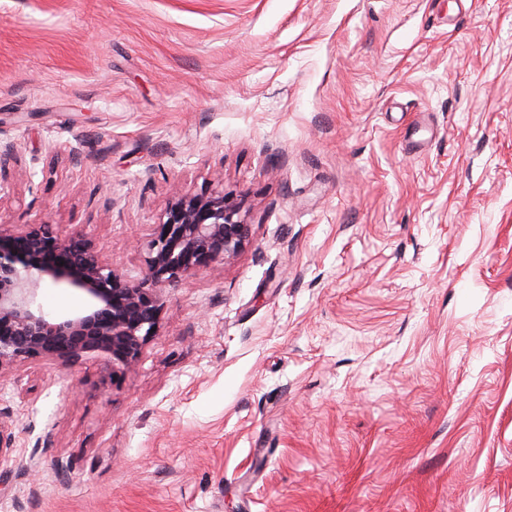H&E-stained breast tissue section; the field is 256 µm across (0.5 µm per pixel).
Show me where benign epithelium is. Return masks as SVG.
I'll use <instances>...</instances> for the list:
<instances>
[{
  "instance_id": "7a95c632",
  "label": "benign epithelium",
  "mask_w": 512,
  "mask_h": 512,
  "mask_svg": "<svg viewBox=\"0 0 512 512\" xmlns=\"http://www.w3.org/2000/svg\"><path fill=\"white\" fill-rule=\"evenodd\" d=\"M250 238L240 205L222 193L176 195L136 277L114 267L83 231L0 228V372L32 361L66 368L84 358L132 368L157 334L164 290L237 255ZM45 286L79 293L82 305L45 307ZM14 448V422L0 416V470L14 462Z\"/></svg>"
}]
</instances>
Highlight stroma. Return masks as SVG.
Masks as SVG:
<instances>
[{
  "mask_svg": "<svg viewBox=\"0 0 512 512\" xmlns=\"http://www.w3.org/2000/svg\"><path fill=\"white\" fill-rule=\"evenodd\" d=\"M0 146L128 273L177 193L252 233L134 368L0 373V512H512V0H0ZM15 425L9 418L0 414V471L7 469L14 462V448L16 446Z\"/></svg>",
  "mask_w": 512,
  "mask_h": 512,
  "instance_id": "stroma-1",
  "label": "stroma"
}]
</instances>
